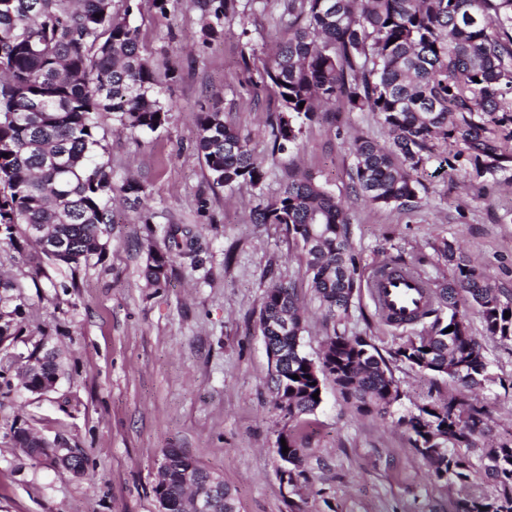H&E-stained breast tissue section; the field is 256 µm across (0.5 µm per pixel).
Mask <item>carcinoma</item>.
Masks as SVG:
<instances>
[{"mask_svg":"<svg viewBox=\"0 0 512 512\" xmlns=\"http://www.w3.org/2000/svg\"><path fill=\"white\" fill-rule=\"evenodd\" d=\"M130 2L119 14L112 0H0V240L18 247L22 238L46 258L31 233L33 225L45 224L70 246L50 262L72 271L104 253L103 226L112 223L114 195L137 203L144 194L134 179L114 184L106 166L93 160L100 116L111 115L127 130L153 132L170 112L161 100L160 64L142 53L130 24ZM199 4L210 17L203 32L208 39L223 33V19L237 9V0ZM282 7L288 29L263 66V80L282 107L270 124L273 148L295 142L301 124L324 103L376 114L386 141L358 138L351 153L357 193L378 206L414 201L416 174L435 139L455 146L457 157L469 153L477 165L482 156L500 158L499 128L512 113V0H283ZM196 121L197 152L212 184L262 183L263 162L224 122L220 107L196 113ZM254 223L285 225L301 245L310 288L326 314L348 313L357 288L349 219L323 185L307 176L289 180L278 197L255 211ZM443 255L452 265L446 283L422 277L401 258L376 266L380 278L402 272L418 279L425 295L419 314L388 320L397 329H425L405 336L394 356L419 372L478 390L494 378L467 318L456 320L459 308L476 310L489 336L512 341V316L504 317L512 313V299L452 244H444ZM177 257L199 266L188 232L151 255L148 283L163 287ZM13 288L9 280L0 286V336L14 335L23 314L24 301ZM277 317L288 321L289 330L273 342L301 356L283 384H274L288 393V420L299 421L319 407L313 394L327 377L361 415L387 414L400 399L385 360L360 336L328 337L323 354L334 368L326 371L319 361L314 369L303 365V317L288 282L264 293L262 336ZM450 326L453 331H446ZM484 415L483 408L450 393L398 423L437 481L465 487L475 476L465 449L485 434ZM482 459L484 475L502 492L495 498L472 495L460 512H512V439L485 445Z\"/></svg>","mask_w":512,"mask_h":512,"instance_id":"cac0c4a2","label":"carcinoma"}]
</instances>
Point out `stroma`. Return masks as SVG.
Returning a JSON list of instances; mask_svg holds the SVG:
<instances>
[{"mask_svg": "<svg viewBox=\"0 0 512 512\" xmlns=\"http://www.w3.org/2000/svg\"><path fill=\"white\" fill-rule=\"evenodd\" d=\"M137 3L130 23L141 48L170 70L162 80L169 119L157 131L133 133L103 116L97 159L114 181L144 186L140 204L113 203L105 254L74 273L0 242V274L19 284L25 300L15 334L0 341V512H157L155 474L167 448L222 475L239 512H290L294 505L301 512H458L467 494L497 495L491 479L466 489L436 482L398 423L447 398L448 379L395 358L402 334L378 318L364 285L346 317H326L297 243L284 225L254 223L253 211L291 176L307 175L343 204L363 282L376 263L396 256L431 280L448 281L441 249L450 242L512 294V142L495 168L479 174L467 156L439 166L449 145L435 140L436 158L418 172L416 199L371 204L355 191L350 145L385 141L373 113L328 105L303 123L295 144L272 149L270 122L281 103L260 74L288 25L280 0H239L221 37L210 40L202 37L197 0H178L164 13L153 0ZM215 104L264 158L259 186L212 185L196 150L195 114ZM186 231L199 266L175 260L165 287H150L149 248ZM280 279L296 287L311 357L335 332L375 345L401 393L390 415L355 413L328 379L313 414L298 423L285 418L258 328L264 292ZM468 323L495 378L472 400L483 406L491 438H511L512 342L487 335L476 313ZM46 349L59 354L60 378L50 392L33 394L20 381V359ZM15 425L78 449L84 473L26 455L12 440ZM282 435L304 450L306 488L292 498L278 477Z\"/></svg>", "mask_w": 512, "mask_h": 512, "instance_id": "1", "label": "stroma"}]
</instances>
